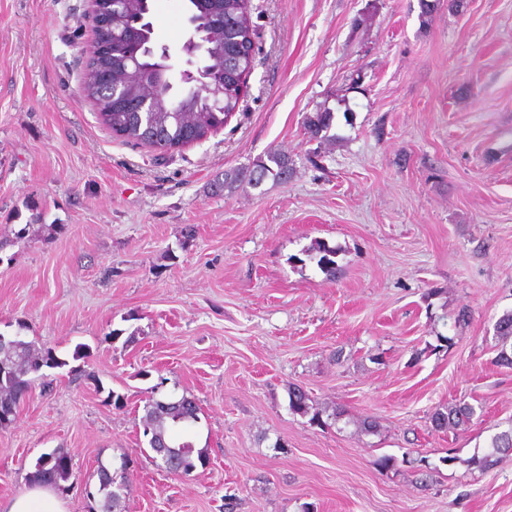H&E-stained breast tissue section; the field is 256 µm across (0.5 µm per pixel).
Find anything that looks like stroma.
Segmentation results:
<instances>
[{
	"instance_id": "obj_1",
	"label": "stroma",
	"mask_w": 512,
	"mask_h": 512,
	"mask_svg": "<svg viewBox=\"0 0 512 512\" xmlns=\"http://www.w3.org/2000/svg\"><path fill=\"white\" fill-rule=\"evenodd\" d=\"M251 8L237 114L160 157L81 91L86 0H0V335L88 353L0 428V512L57 448L81 481L132 459L117 512H512V454L484 462L512 429L494 335L512 310V0H439L426 21L419 0ZM188 16L151 0L178 70ZM341 96L335 141L309 138ZM271 151L288 182L213 193ZM295 385L343 418L293 413ZM155 386L200 407L191 475L150 458ZM455 403L471 423L435 430Z\"/></svg>"
}]
</instances>
